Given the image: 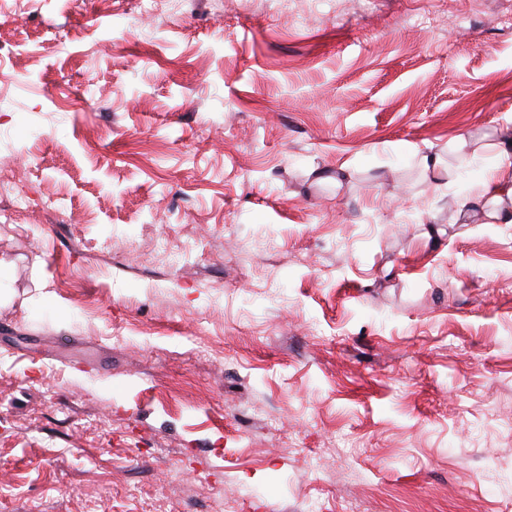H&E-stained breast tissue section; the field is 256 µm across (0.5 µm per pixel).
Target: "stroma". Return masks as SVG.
Wrapping results in <instances>:
<instances>
[{"label":"stroma","instance_id":"35a3bbf8","mask_svg":"<svg viewBox=\"0 0 512 512\" xmlns=\"http://www.w3.org/2000/svg\"><path fill=\"white\" fill-rule=\"evenodd\" d=\"M0 42V512H512V223L455 221L512 0H0Z\"/></svg>","mask_w":512,"mask_h":512}]
</instances>
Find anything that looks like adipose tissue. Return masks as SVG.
<instances>
[{"mask_svg":"<svg viewBox=\"0 0 512 512\" xmlns=\"http://www.w3.org/2000/svg\"><path fill=\"white\" fill-rule=\"evenodd\" d=\"M500 159L499 167L489 176L481 178L474 197L463 200L458 209L461 222H468L476 212H484L487 218L504 217V202H512V132L505 133L494 145Z\"/></svg>","mask_w":512,"mask_h":512,"instance_id":"adipose-tissue-1","label":"adipose tissue"}]
</instances>
